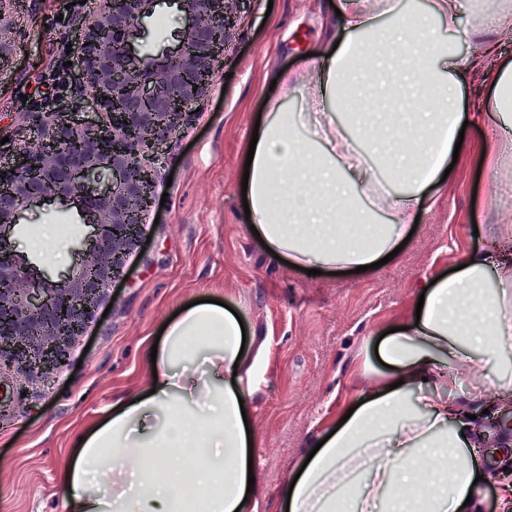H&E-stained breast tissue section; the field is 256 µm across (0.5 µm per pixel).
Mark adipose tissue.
<instances>
[{"instance_id": "ef3b65f1", "label": "adipose tissue", "mask_w": 512, "mask_h": 512, "mask_svg": "<svg viewBox=\"0 0 512 512\" xmlns=\"http://www.w3.org/2000/svg\"><path fill=\"white\" fill-rule=\"evenodd\" d=\"M458 0H432L429 11L400 12L394 30L378 22L376 0H346L340 43L304 78L318 129L303 136L284 112L259 126L249 169L250 222L278 256L308 267L377 262L402 236L414 210L442 178L464 121L512 132V23L460 28ZM447 21L459 39L482 38L483 53L460 63L439 35ZM489 93L486 111L462 112V87ZM427 102L424 112L398 99ZM400 160L404 184L382 204L369 195L380 178L374 159ZM366 232L351 244L353 230ZM464 267L428 286L420 314L401 319L383 342L388 366L366 385L347 421L309 461L291 493L289 512H477L469 499L480 472L476 448L487 409L512 400V238L468 252ZM497 275L487 287L488 272ZM235 315L215 303L180 311L157 348L150 391L117 402L82 430L59 469L68 512H254L247 500L255 439L243 422L248 398L233 365L241 343ZM484 376L479 400L452 393L460 376ZM176 449L192 457L160 464ZM447 466H439L440 455ZM420 491L409 501V489Z\"/></svg>"}]
</instances>
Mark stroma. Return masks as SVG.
Listing matches in <instances>:
<instances>
[{
  "label": "stroma",
  "instance_id": "35a3bbf8",
  "mask_svg": "<svg viewBox=\"0 0 512 512\" xmlns=\"http://www.w3.org/2000/svg\"><path fill=\"white\" fill-rule=\"evenodd\" d=\"M342 0H240L238 26L192 124L164 145L159 186L164 206L147 215L150 242L126 261L117 297L101 322L90 323L69 359L48 382L16 370L0 372V512H67L55 481L74 436L107 416L115 403L149 383L148 352L163 325L199 298L224 301L241 318L250 378L247 420L256 434L253 471L260 488L255 512H279V494L307 443L325 434L366 380L387 369L377 339L413 307L421 285L447 274L489 234L512 237V140L468 123L464 149L448 179L433 185L418 225L386 264L345 275H310L267 253L246 220L242 182L245 150L260 114L272 104L310 131L301 79L307 54L339 33ZM85 0H25L0 39L11 56L0 65V138H38L21 127L28 112L58 103L82 106L74 81ZM181 28L175 7L161 5L145 25L143 43L159 54ZM288 74L277 82V74ZM66 81L59 99L44 101L37 84ZM57 225L67 243L88 229L74 206L51 202L28 210L13 236Z\"/></svg>",
  "mask_w": 512,
  "mask_h": 512
}]
</instances>
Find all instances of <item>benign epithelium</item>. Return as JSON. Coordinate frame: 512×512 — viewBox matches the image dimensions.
I'll list each match as a JSON object with an SVG mask.
<instances>
[{
  "mask_svg": "<svg viewBox=\"0 0 512 512\" xmlns=\"http://www.w3.org/2000/svg\"><path fill=\"white\" fill-rule=\"evenodd\" d=\"M237 0H176L184 22L175 50L156 57L135 48L143 21L160 0H94L81 32L78 80L86 112L60 105L24 116L41 135L13 147L0 169V369L45 380L68 359L128 256L154 204L160 145L192 121L224 45ZM75 205L91 233L72 275L35 273L11 235L32 206Z\"/></svg>",
  "mask_w": 512,
  "mask_h": 512,
  "instance_id": "7a95c632",
  "label": "benign epithelium"
}]
</instances>
